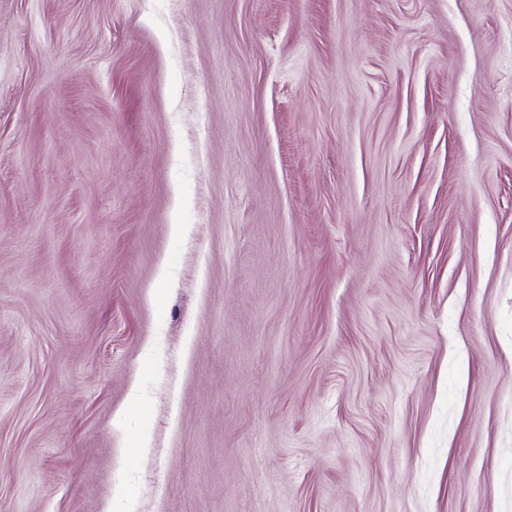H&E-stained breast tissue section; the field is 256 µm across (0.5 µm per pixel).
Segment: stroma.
<instances>
[{"mask_svg": "<svg viewBox=\"0 0 512 512\" xmlns=\"http://www.w3.org/2000/svg\"><path fill=\"white\" fill-rule=\"evenodd\" d=\"M120 483L512 512V0H0V512Z\"/></svg>", "mask_w": 512, "mask_h": 512, "instance_id": "1", "label": "stroma"}]
</instances>
